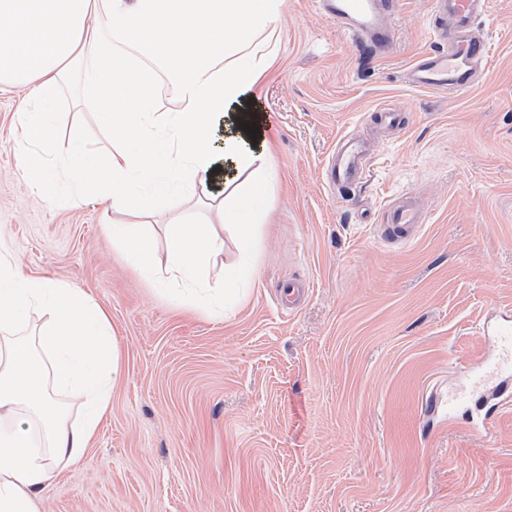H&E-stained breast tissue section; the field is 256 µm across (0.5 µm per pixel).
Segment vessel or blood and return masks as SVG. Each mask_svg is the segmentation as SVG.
I'll return each instance as SVG.
<instances>
[{
    "mask_svg": "<svg viewBox=\"0 0 512 512\" xmlns=\"http://www.w3.org/2000/svg\"><path fill=\"white\" fill-rule=\"evenodd\" d=\"M490 0H430L429 49L417 55L405 74L411 85L455 95L472 91L479 83L487 61L488 43L477 27ZM325 19L336 23L348 38L356 41L372 58H386L392 49L393 19L403 0H313ZM369 153L356 137L341 135L329 151L322 169L328 190L361 182L367 173ZM425 220L421 201L404 194L383 211L389 237L405 238ZM490 333L497 338L493 356L487 357L474 387L490 402V412L512 404V318L495 322Z\"/></svg>",
    "mask_w": 512,
    "mask_h": 512,
    "instance_id": "b4317fda",
    "label": "vessel or blood"
}]
</instances>
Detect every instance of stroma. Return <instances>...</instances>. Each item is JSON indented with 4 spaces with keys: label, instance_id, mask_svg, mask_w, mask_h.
<instances>
[{
    "label": "stroma",
    "instance_id": "obj_1",
    "mask_svg": "<svg viewBox=\"0 0 512 512\" xmlns=\"http://www.w3.org/2000/svg\"><path fill=\"white\" fill-rule=\"evenodd\" d=\"M428 11L405 0L377 61L312 0H287L257 105L279 172L259 281L223 319L158 292L113 248L103 205L31 189L17 123L31 89L0 85V245L24 274L98 301L123 363L92 445L39 512H512V410L477 437L470 412L441 407L491 350L485 319L512 311V0L480 19L487 70L461 97L404 80ZM387 104L407 127L376 144L364 183L329 193L337 136L367 134ZM56 110L60 144L111 151L69 92ZM408 192L426 222L407 243L381 238ZM290 278L309 294L286 314Z\"/></svg>",
    "mask_w": 512,
    "mask_h": 512
}]
</instances>
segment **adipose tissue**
<instances>
[{
  "label": "adipose tissue",
  "instance_id": "obj_1",
  "mask_svg": "<svg viewBox=\"0 0 512 512\" xmlns=\"http://www.w3.org/2000/svg\"><path fill=\"white\" fill-rule=\"evenodd\" d=\"M286 0H0V84H30L18 115L34 146L23 173L44 196L109 203L106 232L132 266L181 303L213 317L234 313L259 278L255 240L277 181L272 140L250 106L279 51ZM180 107H158L156 76ZM78 76L80 106L111 131L101 154L72 142L49 161L57 88ZM166 260L147 231L175 199ZM238 255L224 260V229ZM47 315L25 335L35 311ZM122 370L105 310L86 293L23 275L0 247V512H37L62 470L94 438ZM82 398L67 423L60 396Z\"/></svg>",
  "mask_w": 512,
  "mask_h": 512
}]
</instances>
